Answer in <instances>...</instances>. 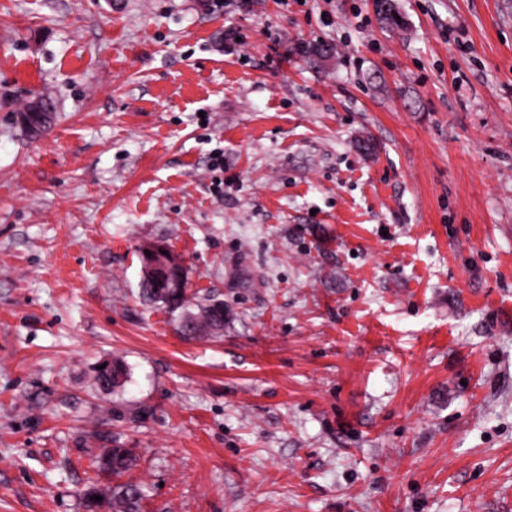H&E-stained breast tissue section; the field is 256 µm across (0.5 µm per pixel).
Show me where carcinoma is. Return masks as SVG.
<instances>
[{
  "instance_id": "obj_1",
  "label": "carcinoma",
  "mask_w": 512,
  "mask_h": 512,
  "mask_svg": "<svg viewBox=\"0 0 512 512\" xmlns=\"http://www.w3.org/2000/svg\"><path fill=\"white\" fill-rule=\"evenodd\" d=\"M35 106L29 105L26 111L19 113L22 126L32 133H37L49 126L53 120L50 113L34 116ZM139 298L154 307H162L171 311H181L179 332L186 337L198 336L202 333L219 334L224 331L229 314L224 308V301L210 299L204 304L191 309L187 299V280H182L177 288H155L146 279L140 280ZM127 378V368L118 360L105 362V367L94 370L96 388L104 393H111L120 388ZM96 466L107 473L119 477L128 472L134 459L130 449L112 440V447L102 448L94 456ZM98 495L102 500L95 501L92 496ZM144 498L142 486L128 481L102 487L96 483L89 484L81 492V503L84 512H140V503Z\"/></svg>"
}]
</instances>
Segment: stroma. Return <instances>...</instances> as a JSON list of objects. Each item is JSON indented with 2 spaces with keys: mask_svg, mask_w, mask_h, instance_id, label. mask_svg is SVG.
Listing matches in <instances>:
<instances>
[{
  "mask_svg": "<svg viewBox=\"0 0 512 512\" xmlns=\"http://www.w3.org/2000/svg\"><path fill=\"white\" fill-rule=\"evenodd\" d=\"M395 2L0 0V512H512V0ZM35 103H31L25 112H20L19 113V116H20V119H21V124L22 126L27 129L29 132H32V133H37V132H40L42 130H44L47 126H49L53 120V115H52V112L48 109V107H46L44 104L43 106L45 107V110L46 112H48V114L46 112H44V109H43V106H42V110L40 112H42V114H40L39 116L37 115L36 118H33L34 117V112H37L35 110V106H34ZM139 298L148 306L162 307L170 311L181 310L179 332L186 337L206 334H219L224 331L229 314L224 302L210 299L204 304H195L197 311L190 308L187 299V279L179 288H153L151 282L142 275L139 285ZM105 364L103 369L94 370V383L96 388L104 393H114L120 388L127 378V368L121 361L112 360L104 361L98 364L100 366ZM99 453L94 456V463L104 472L119 477L128 472L134 459L129 448H124L119 442L112 438L111 448H99ZM94 495H99L102 500H90ZM80 496L84 512H140L144 492L142 486L133 481L108 487L91 483L82 490Z\"/></svg>",
  "mask_w": 512,
  "mask_h": 512,
  "instance_id": "1",
  "label": "stroma"
}]
</instances>
